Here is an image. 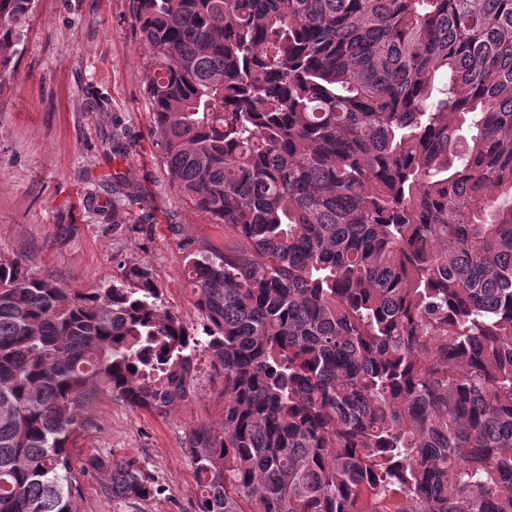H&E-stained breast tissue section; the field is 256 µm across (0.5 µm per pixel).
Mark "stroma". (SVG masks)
I'll return each instance as SVG.
<instances>
[{
  "label": "stroma",
  "instance_id": "1",
  "mask_svg": "<svg viewBox=\"0 0 512 512\" xmlns=\"http://www.w3.org/2000/svg\"><path fill=\"white\" fill-rule=\"evenodd\" d=\"M14 61L0 92V254L73 290L108 286L124 262L146 264L164 310L202 334L185 256L235 236L168 175L147 94L153 53L132 0H36ZM83 418L79 459L137 461L159 491L117 501L101 474L79 469L78 512H196L186 435L224 424V380L208 358L168 418L106 394Z\"/></svg>",
  "mask_w": 512,
  "mask_h": 512
}]
</instances>
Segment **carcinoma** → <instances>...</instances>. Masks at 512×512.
Wrapping results in <instances>:
<instances>
[{
  "label": "carcinoma",
  "instance_id": "carcinoma-1",
  "mask_svg": "<svg viewBox=\"0 0 512 512\" xmlns=\"http://www.w3.org/2000/svg\"><path fill=\"white\" fill-rule=\"evenodd\" d=\"M204 337L148 266L74 292L0 255V512H77L84 408L224 428L198 512H512V0H133ZM35 0H0V91ZM114 498L157 492L90 458Z\"/></svg>",
  "mask_w": 512,
  "mask_h": 512
}]
</instances>
